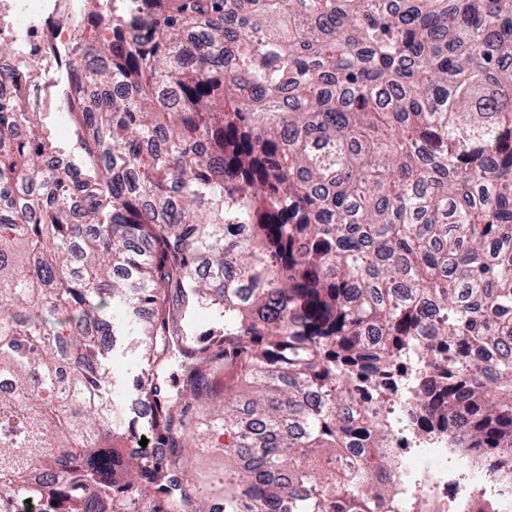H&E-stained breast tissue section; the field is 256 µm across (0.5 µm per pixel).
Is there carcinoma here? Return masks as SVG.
Segmentation results:
<instances>
[{
  "label": "carcinoma",
  "instance_id": "obj_1",
  "mask_svg": "<svg viewBox=\"0 0 512 512\" xmlns=\"http://www.w3.org/2000/svg\"><path fill=\"white\" fill-rule=\"evenodd\" d=\"M89 55L86 162L0 104V512H382L355 396L417 361L427 431L512 449V0H135ZM136 324L147 457L103 362ZM198 403L258 452L220 499ZM221 443V444H220ZM218 444L212 437L203 442L199 448H185V468L189 478L196 485H209L213 483L214 489L224 495V483L220 484L221 477L224 478V469L232 466V459L224 455V438Z\"/></svg>",
  "mask_w": 512,
  "mask_h": 512
}]
</instances>
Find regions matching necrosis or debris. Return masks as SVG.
Returning a JSON list of instances; mask_svg holds the SVG:
<instances>
[{
    "mask_svg": "<svg viewBox=\"0 0 512 512\" xmlns=\"http://www.w3.org/2000/svg\"><path fill=\"white\" fill-rule=\"evenodd\" d=\"M112 0H0V101L14 100L49 123L64 125L65 104L76 100L70 75L83 39L112 37ZM414 399L392 398L377 410L386 437L383 455L398 480L399 493L413 476L425 479L411 512H479L483 498L498 512H512V471L499 459L480 458L454 447L453 436L416 428Z\"/></svg>",
    "mask_w": 512,
    "mask_h": 512,
    "instance_id": "1",
    "label": "necrosis or debris"
}]
</instances>
